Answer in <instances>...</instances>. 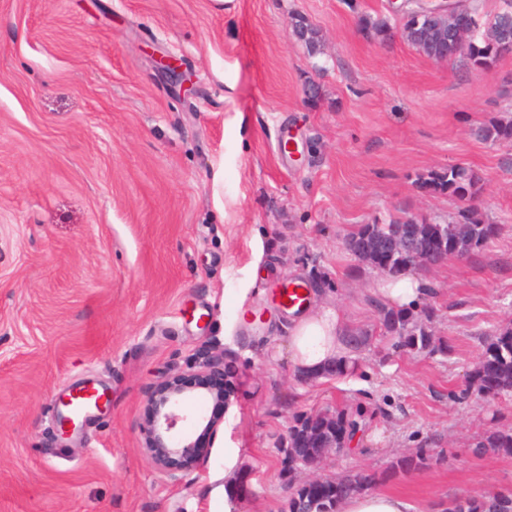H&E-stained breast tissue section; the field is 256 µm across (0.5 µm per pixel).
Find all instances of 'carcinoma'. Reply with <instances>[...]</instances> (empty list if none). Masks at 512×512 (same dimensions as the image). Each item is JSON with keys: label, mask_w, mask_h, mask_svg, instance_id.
<instances>
[{"label": "carcinoma", "mask_w": 512, "mask_h": 512, "mask_svg": "<svg viewBox=\"0 0 512 512\" xmlns=\"http://www.w3.org/2000/svg\"><path fill=\"white\" fill-rule=\"evenodd\" d=\"M404 16L406 21L403 28L408 30V41L427 55L430 54V42L436 40L443 31L448 37L450 62L465 57L475 66L490 67L500 58L512 55V0H506V6L484 24L480 23L474 8L464 10L459 17L448 20L446 25L438 21L435 15L419 17L414 9L406 10ZM364 30L383 41L390 34V25L383 18H366ZM293 33L311 54L320 52L319 32L304 19L295 20ZM475 134L492 144H511L512 120L491 121L478 127ZM425 184L436 193L463 202L477 197L483 191L482 178L476 172L458 165H450L442 171L431 173ZM415 223L423 227L426 236L445 240L448 253L465 256L483 247L497 231L496 225L483 221L477 209L471 205L462 208L459 219L451 224H430L423 218L415 219ZM403 230L404 224L399 218H392L382 224H363L346 239L345 250L389 275L407 272L411 270L407 263L396 259L391 261L386 254L388 244ZM429 320L430 314L426 310L417 318L404 311L381 309V323L387 333L396 339L395 346L401 349H427L433 353L443 351L440 342L427 331L426 322ZM473 379L479 391L484 394H512V327L493 335L473 370ZM333 423L336 424L338 435L345 426L354 425V421L348 419L343 411H336L324 418L301 414L295 417L288 431L296 430L301 434L309 431L325 436ZM297 444L298 441L293 437H288V469H314L321 466L316 445L298 450ZM477 447L500 448L512 454V432H494L486 440L477 442ZM374 480L375 475L371 473L356 472L319 487H299L288 499V512H336L340 502ZM454 506V512H512V495L492 493L482 498L456 501Z\"/></svg>", "instance_id": "cac0c4a2"}]
</instances>
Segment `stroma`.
Wrapping results in <instances>:
<instances>
[{
    "mask_svg": "<svg viewBox=\"0 0 512 512\" xmlns=\"http://www.w3.org/2000/svg\"><path fill=\"white\" fill-rule=\"evenodd\" d=\"M400 2L0 0V512H286L288 428L336 410L357 432L327 476L374 473L408 512L512 492V455L478 445L512 430V397L471 378L512 327V144L473 134L512 119V56L436 63L401 37ZM366 16L390 37L367 38ZM164 56L182 82L158 72ZM457 164L482 177L475 205L499 231L418 273L445 352L398 350L385 275L344 241L390 216L455 222L462 202L422 179ZM287 280L345 313L350 371L293 370ZM219 353L233 406L203 463L160 469L151 391L187 386L176 432L196 439ZM84 382L109 401L67 443L57 398ZM416 453L419 469L396 468ZM293 33L299 42L306 45L312 55L320 53L319 32L304 19H296L293 24Z\"/></svg>",
    "mask_w": 512,
    "mask_h": 512,
    "instance_id": "35a3bbf8",
    "label": "stroma"
}]
</instances>
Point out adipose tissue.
Listing matches in <instances>:
<instances>
[{"label":"adipose tissue","mask_w":512,"mask_h":512,"mask_svg":"<svg viewBox=\"0 0 512 512\" xmlns=\"http://www.w3.org/2000/svg\"><path fill=\"white\" fill-rule=\"evenodd\" d=\"M423 291L420 280L401 274L386 279L379 294L385 305L408 311L418 305ZM344 322L342 312L332 308L299 315L288 338V359L297 374L315 375L339 359Z\"/></svg>","instance_id":"obj_1"}]
</instances>
